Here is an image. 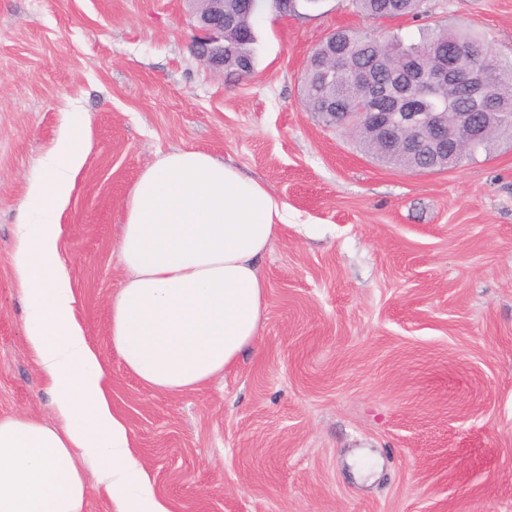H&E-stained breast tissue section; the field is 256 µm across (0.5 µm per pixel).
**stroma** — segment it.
Segmentation results:
<instances>
[{"label": "stroma", "mask_w": 512, "mask_h": 512, "mask_svg": "<svg viewBox=\"0 0 512 512\" xmlns=\"http://www.w3.org/2000/svg\"><path fill=\"white\" fill-rule=\"evenodd\" d=\"M256 67L193 51L187 0H0V417L52 420L24 338L18 216L67 113L85 163L62 217L77 317L171 512H512V143L443 171L378 163L305 106L336 28L418 41L432 24L512 57V0H426L375 21L345 0L254 17ZM175 149L237 166L290 208L261 269L252 351L177 395L129 374L109 301L122 205Z\"/></svg>", "instance_id": "1"}]
</instances>
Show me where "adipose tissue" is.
Listing matches in <instances>:
<instances>
[{"label": "adipose tissue", "mask_w": 512, "mask_h": 512, "mask_svg": "<svg viewBox=\"0 0 512 512\" xmlns=\"http://www.w3.org/2000/svg\"><path fill=\"white\" fill-rule=\"evenodd\" d=\"M87 137L83 113H70L21 211L13 262L24 335L56 421L0 418V512H84L88 467L115 512H170L112 406L109 376L77 320L61 258V220ZM122 211L124 279L109 306L112 346L150 389H194L254 346L269 287L260 261L288 205L237 167L179 149L141 173Z\"/></svg>", "instance_id": "1"}]
</instances>
